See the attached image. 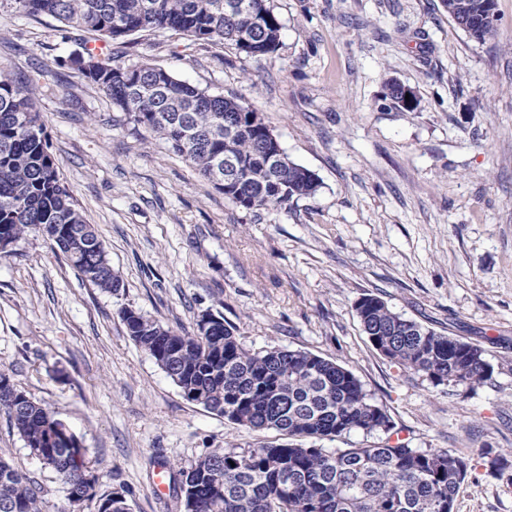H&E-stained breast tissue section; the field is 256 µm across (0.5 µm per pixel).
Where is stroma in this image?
I'll list each match as a JSON object with an SVG mask.
<instances>
[{
  "label": "stroma",
  "mask_w": 512,
  "mask_h": 512,
  "mask_svg": "<svg viewBox=\"0 0 512 512\" xmlns=\"http://www.w3.org/2000/svg\"><path fill=\"white\" fill-rule=\"evenodd\" d=\"M273 59L138 32L117 64L146 62L262 112L318 192L285 210L236 206L103 93L59 66L79 45L56 20L0 8V70L33 78L63 182L123 286L84 279L31 233L0 252V369L77 436L97 492L132 512H183L157 475L215 448L282 443L187 401L129 337L131 308L184 334L223 314L260 351H307L351 370L388 412L390 437L469 458L454 512H512L485 465L512 456V0L479 43L441 0H273ZM414 90L390 106L385 83ZM382 297L437 332L481 343L493 367L476 392L433 385L380 355L356 301ZM0 458L40 484L41 512L67 506L62 478L0 412ZM400 86V88H399ZM402 97L400 96V93ZM406 93H409V99L412 98V95L414 94V91L402 84H399V82L395 80H390L386 82L385 84V93H384V99L390 101V104L394 108H400L408 111H413L418 108L419 101L417 98L414 99L412 102H406L404 101ZM404 98V99H403Z\"/></svg>",
  "instance_id": "1"
}]
</instances>
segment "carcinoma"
Listing matches in <instances>:
<instances>
[{
    "label": "carcinoma",
    "mask_w": 512,
    "mask_h": 512,
    "mask_svg": "<svg viewBox=\"0 0 512 512\" xmlns=\"http://www.w3.org/2000/svg\"><path fill=\"white\" fill-rule=\"evenodd\" d=\"M18 14L51 17L76 31L118 40L137 32L174 30L195 41L231 46L251 57L273 58L281 21L272 0H7ZM452 21L477 13L483 0H442ZM59 63L112 101L133 129H146L213 183L237 206L252 212L286 209L320 187L307 168L281 145L269 143L267 121L251 120L257 109L236 97L211 95L172 73L141 62L114 63L112 48L80 39V50ZM384 99L413 111L399 82L385 84ZM232 133H225V126ZM37 103L11 76L0 72V240L17 243L45 227L62 226L55 245L85 279L115 292L123 287L104 247L62 182L49 151ZM238 165V178L219 184L224 157ZM375 350L434 385L474 392L493 368L480 345L435 331L393 311L378 295L355 305ZM128 336L179 388L184 398L250 429H272L290 438H340L351 432L388 434L393 424L360 379L335 361L302 350L247 348L235 327L218 316L209 333H179L133 309L123 311ZM25 447L67 485L68 512L106 501L85 496L86 449L59 440L56 417L31 397L17 409L0 403ZM468 460L446 449L420 451L400 442L344 449L299 448L293 443L256 448H215L191 465L195 492L184 487L182 468L171 475L184 512H454L468 475ZM41 488L0 459V512H40Z\"/></svg>",
    "instance_id": "1"
}]
</instances>
